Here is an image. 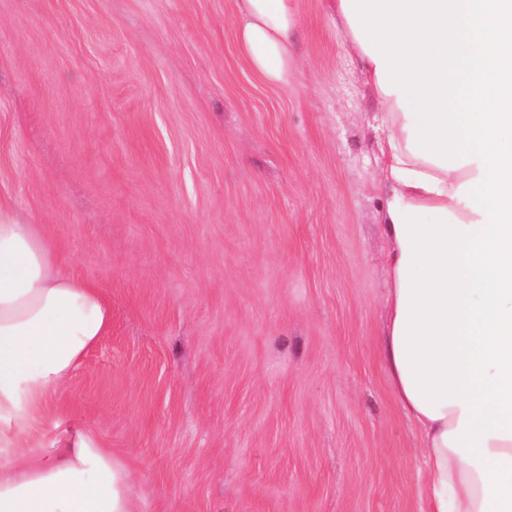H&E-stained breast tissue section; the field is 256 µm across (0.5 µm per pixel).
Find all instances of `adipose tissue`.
<instances>
[{
  "mask_svg": "<svg viewBox=\"0 0 512 512\" xmlns=\"http://www.w3.org/2000/svg\"><path fill=\"white\" fill-rule=\"evenodd\" d=\"M251 67L288 81L296 0H237ZM382 107L381 345L421 438L426 512H512V0H333ZM112 305L0 203V512H138L88 427H39Z\"/></svg>",
  "mask_w": 512,
  "mask_h": 512,
  "instance_id": "adipose-tissue-1",
  "label": "adipose tissue"
}]
</instances>
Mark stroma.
<instances>
[{"instance_id":"obj_1","label":"stroma","mask_w":512,"mask_h":512,"mask_svg":"<svg viewBox=\"0 0 512 512\" xmlns=\"http://www.w3.org/2000/svg\"><path fill=\"white\" fill-rule=\"evenodd\" d=\"M344 41L297 0L277 85L236 0H0V201L112 304L40 432L94 430L139 512H422L381 108Z\"/></svg>"}]
</instances>
